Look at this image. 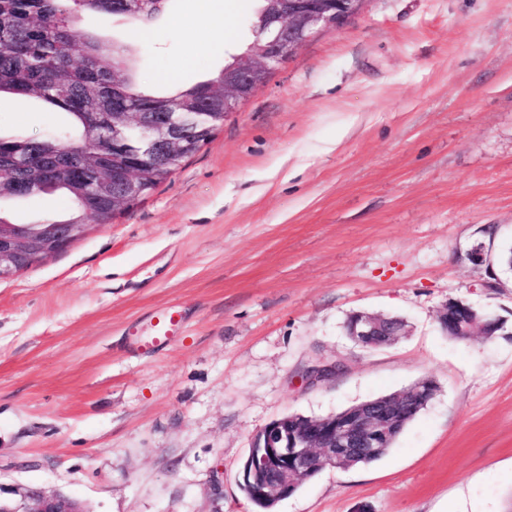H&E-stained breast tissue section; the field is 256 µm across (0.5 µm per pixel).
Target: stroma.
<instances>
[{
	"label": "stroma",
	"instance_id": "35a3bbf8",
	"mask_svg": "<svg viewBox=\"0 0 512 512\" xmlns=\"http://www.w3.org/2000/svg\"><path fill=\"white\" fill-rule=\"evenodd\" d=\"M258 0H172L152 38L122 15L79 28L126 46L140 85L188 87L254 40ZM220 51L203 38L218 18ZM0 99V132L65 125ZM61 193L5 203L17 222ZM484 244L490 264L466 257ZM512 0H367L275 66L146 198L0 278V484L92 512H257L254 435L429 378L438 391L379 461L327 468L275 512H512V338L442 332L448 300L512 328ZM171 345L137 348L155 312ZM355 312L403 319L369 349ZM342 361L330 379L308 370ZM154 318L153 331L147 342L151 347L167 345L178 335L185 322V315L175 308L163 310Z\"/></svg>",
	"mask_w": 512,
	"mask_h": 512
}]
</instances>
